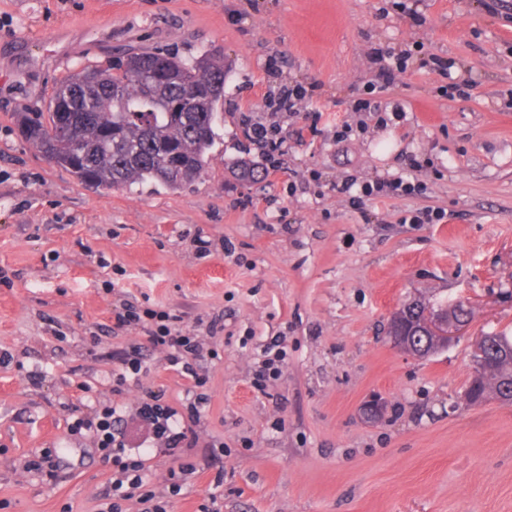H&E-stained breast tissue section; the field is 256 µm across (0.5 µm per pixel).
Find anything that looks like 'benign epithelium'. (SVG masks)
<instances>
[{
    "label": "benign epithelium",
    "mask_w": 512,
    "mask_h": 512,
    "mask_svg": "<svg viewBox=\"0 0 512 512\" xmlns=\"http://www.w3.org/2000/svg\"><path fill=\"white\" fill-rule=\"evenodd\" d=\"M417 306L423 309L419 322L423 334V344L420 348L414 346L418 337L409 336L406 331V318L409 312ZM468 325L469 320L459 315H451L446 311L434 310L426 300L414 297L404 302L391 314L389 335L391 342L401 351L425 357L448 349L457 341ZM491 340L492 337L485 333L473 337V380L469 381L465 389V396L472 401L476 400L478 395L477 383L474 382V379L481 376L486 365Z\"/></svg>",
    "instance_id": "benign-epithelium-1"
}]
</instances>
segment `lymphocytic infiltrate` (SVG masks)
I'll list each match as a JSON object with an SVG mask.
<instances>
[{
    "mask_svg": "<svg viewBox=\"0 0 512 512\" xmlns=\"http://www.w3.org/2000/svg\"><path fill=\"white\" fill-rule=\"evenodd\" d=\"M374 54L382 62L378 80L367 85L355 99L353 108L358 112L375 113L378 122L384 125L389 116H401L403 109L398 106L393 113H386L376 95L394 85L398 75L406 71L410 56L383 48L375 49ZM306 98L307 91L302 85L282 86L276 98L268 104L270 112L266 122H255L249 118L243 120L244 137L257 147L270 169H279L283 156L288 152L287 140L282 134L281 115L296 112ZM423 190L422 183H411L400 178L377 180L358 187L353 179L346 177L336 185L337 193L348 196L350 204L357 208L363 207L368 199L416 195ZM112 317L116 325L134 324L142 327L152 346L165 349L170 367L175 368L181 376L190 378L195 387L204 386V375L191 364L192 359L201 354V343L197 337L176 328L175 316L165 311L123 304L113 308ZM203 401V396H195L193 401L186 404L185 414L180 415L163 405L161 395L150 393L141 398L134 414L146 425L149 438L163 441L170 448H193L198 444L195 428L201 419ZM121 422L120 408L105 404L96 409L93 416L78 419L74 426L75 432H87L103 459L112 462L118 469L119 476L112 481L110 512H122V502L133 498L144 504H152L154 512H166L164 505L155 501L156 494L150 485L146 458L129 443Z\"/></svg>",
    "mask_w": 512,
    "mask_h": 512,
    "instance_id": "1",
    "label": "lymphocytic infiltrate"
}]
</instances>
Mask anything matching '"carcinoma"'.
I'll return each instance as SVG.
<instances>
[{
	"label": "carcinoma",
	"mask_w": 512,
	"mask_h": 512,
	"mask_svg": "<svg viewBox=\"0 0 512 512\" xmlns=\"http://www.w3.org/2000/svg\"><path fill=\"white\" fill-rule=\"evenodd\" d=\"M224 60H193L142 51L104 68L83 67L60 82L51 112H24L23 136L79 181L131 190L148 181L179 189L200 176L224 101ZM59 115L68 136L51 132ZM512 372L493 350L480 390Z\"/></svg>",
	"instance_id": "carcinoma-1"
}]
</instances>
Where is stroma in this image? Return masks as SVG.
Here are the masks:
<instances>
[{
	"instance_id": "1",
	"label": "stroma",
	"mask_w": 512,
	"mask_h": 512,
	"mask_svg": "<svg viewBox=\"0 0 512 512\" xmlns=\"http://www.w3.org/2000/svg\"><path fill=\"white\" fill-rule=\"evenodd\" d=\"M419 9L420 26L394 0H0V512H105L114 468L71 423L149 393L184 411L190 380L116 327L123 301L204 342L203 454L168 512H202L213 491L219 512H512V402L464 397L473 335L512 336V2ZM418 44L450 76L411 58L378 95L403 121L354 112L373 48ZM119 49L228 65L206 165L181 189L80 182L18 132V113L48 111L56 84ZM452 81L468 96L448 97ZM288 82L310 98L281 119L282 168L240 180L238 161L263 163L242 121ZM343 121L362 129L346 146ZM348 175L425 191L358 211L334 189ZM425 208L444 219L412 223ZM417 296L472 301L468 334L427 358L394 348L388 317ZM276 340L286 362L257 391ZM135 346L148 373L116 386Z\"/></svg>"
}]
</instances>
